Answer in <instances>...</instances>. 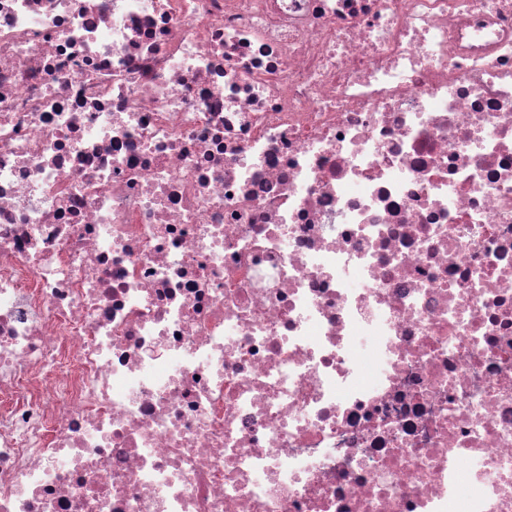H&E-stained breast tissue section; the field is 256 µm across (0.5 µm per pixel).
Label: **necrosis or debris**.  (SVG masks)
Masks as SVG:
<instances>
[{
  "mask_svg": "<svg viewBox=\"0 0 512 512\" xmlns=\"http://www.w3.org/2000/svg\"><path fill=\"white\" fill-rule=\"evenodd\" d=\"M0 512H512V0H0Z\"/></svg>",
  "mask_w": 512,
  "mask_h": 512,
  "instance_id": "4bbe7bcc",
  "label": "necrosis or debris"
}]
</instances>
